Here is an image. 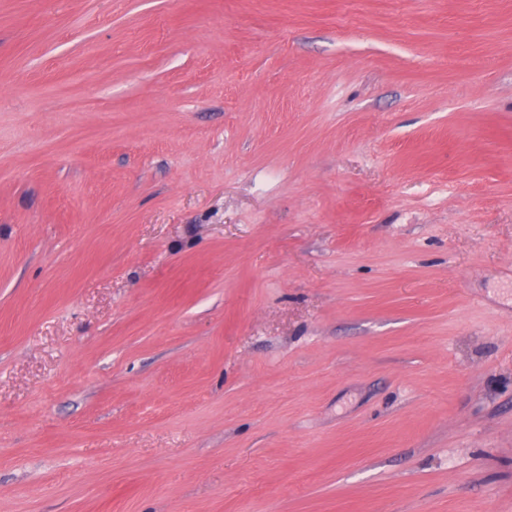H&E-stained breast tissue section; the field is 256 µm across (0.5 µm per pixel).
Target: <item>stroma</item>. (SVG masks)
<instances>
[{
  "mask_svg": "<svg viewBox=\"0 0 512 512\" xmlns=\"http://www.w3.org/2000/svg\"><path fill=\"white\" fill-rule=\"evenodd\" d=\"M0 512H512V0H0Z\"/></svg>",
  "mask_w": 512,
  "mask_h": 512,
  "instance_id": "35a3bbf8",
  "label": "stroma"
}]
</instances>
